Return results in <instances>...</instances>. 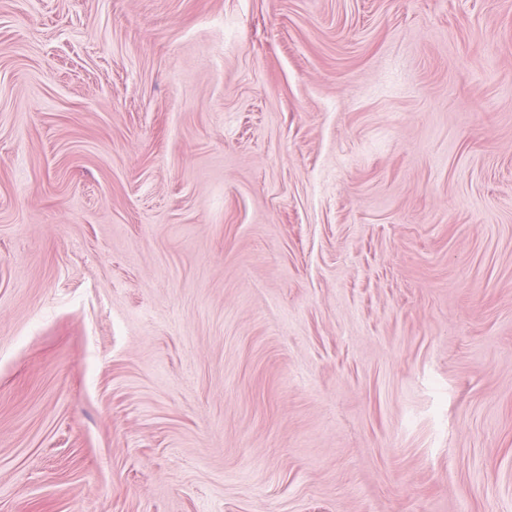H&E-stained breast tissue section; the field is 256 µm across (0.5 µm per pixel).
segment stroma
<instances>
[{
  "label": "stroma",
  "instance_id": "35a3bbf8",
  "mask_svg": "<svg viewBox=\"0 0 512 512\" xmlns=\"http://www.w3.org/2000/svg\"><path fill=\"white\" fill-rule=\"evenodd\" d=\"M0 512H512V0H0Z\"/></svg>",
  "mask_w": 512,
  "mask_h": 512
}]
</instances>
